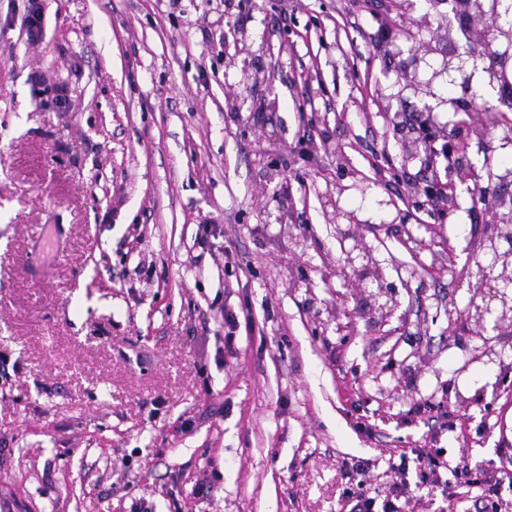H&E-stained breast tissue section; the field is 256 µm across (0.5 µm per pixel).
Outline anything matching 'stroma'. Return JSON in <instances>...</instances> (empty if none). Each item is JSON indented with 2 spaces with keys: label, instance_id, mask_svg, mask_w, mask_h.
Wrapping results in <instances>:
<instances>
[{
  "label": "stroma",
  "instance_id": "stroma-1",
  "mask_svg": "<svg viewBox=\"0 0 512 512\" xmlns=\"http://www.w3.org/2000/svg\"><path fill=\"white\" fill-rule=\"evenodd\" d=\"M41 4L34 42L28 0H0V512H344L358 481L416 471L411 448L448 481L460 455L512 457V325L448 322L512 184L438 210L423 188L451 174L405 121L466 129L475 168L512 164V130L433 79L446 18L426 0ZM357 241L393 285L388 321L337 272ZM43 8L37 0L29 1V9L24 18V26L30 40H38L43 30Z\"/></svg>",
  "mask_w": 512,
  "mask_h": 512
}]
</instances>
